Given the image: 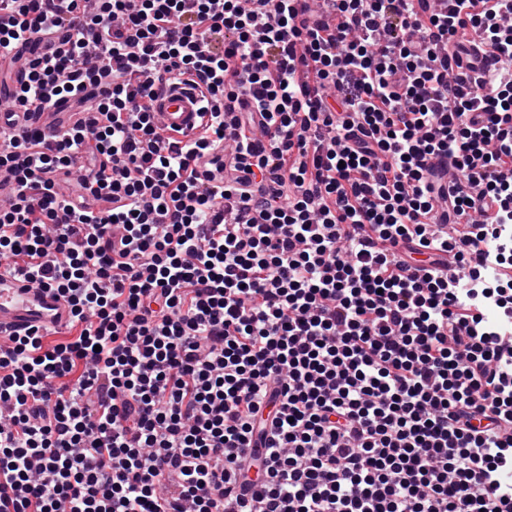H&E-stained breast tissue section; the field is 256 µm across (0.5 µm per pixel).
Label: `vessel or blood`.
I'll return each mask as SVG.
<instances>
[{"instance_id": "b4317fda", "label": "vessel or blood", "mask_w": 512, "mask_h": 512, "mask_svg": "<svg viewBox=\"0 0 512 512\" xmlns=\"http://www.w3.org/2000/svg\"><path fill=\"white\" fill-rule=\"evenodd\" d=\"M161 125L192 130L201 103L196 90L184 84L160 86L154 102ZM72 321L68 302L53 288L35 285L20 273L0 269V335L9 336L36 326L65 330Z\"/></svg>"}]
</instances>
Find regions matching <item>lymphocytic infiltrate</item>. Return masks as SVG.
<instances>
[{
    "mask_svg": "<svg viewBox=\"0 0 512 512\" xmlns=\"http://www.w3.org/2000/svg\"><path fill=\"white\" fill-rule=\"evenodd\" d=\"M2 55L73 321L0 344V512H512V0H0ZM154 107L161 125L191 133L198 122L201 103L196 90L185 84H170L157 89Z\"/></svg>",
    "mask_w": 512,
    "mask_h": 512,
    "instance_id": "obj_1",
    "label": "lymphocytic infiltrate"
}]
</instances>
